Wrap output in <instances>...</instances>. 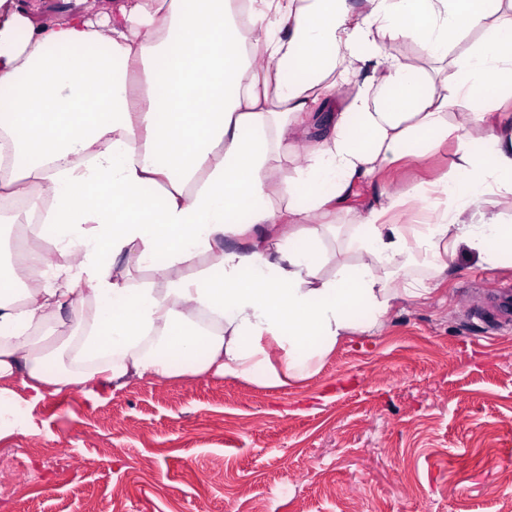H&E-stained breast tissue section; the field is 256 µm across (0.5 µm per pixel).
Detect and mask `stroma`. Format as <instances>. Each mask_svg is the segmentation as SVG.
Segmentation results:
<instances>
[{
	"label": "stroma",
	"mask_w": 512,
	"mask_h": 512,
	"mask_svg": "<svg viewBox=\"0 0 512 512\" xmlns=\"http://www.w3.org/2000/svg\"><path fill=\"white\" fill-rule=\"evenodd\" d=\"M453 148L356 188L329 245L380 188L450 172ZM429 300L337 345L288 389L213 374L44 389L0 379L36 425L0 437V512H512V330L486 313L512 269L465 254Z\"/></svg>",
	"instance_id": "obj_1"
}]
</instances>
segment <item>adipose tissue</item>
<instances>
[{
    "label": "adipose tissue",
    "instance_id": "adipose-tissue-1",
    "mask_svg": "<svg viewBox=\"0 0 512 512\" xmlns=\"http://www.w3.org/2000/svg\"><path fill=\"white\" fill-rule=\"evenodd\" d=\"M68 3L49 25L40 0H0V199L27 209L0 223L56 227L0 273V378L286 388L429 299L460 249L512 262V225L488 208L512 197V0H116L95 18ZM406 39L436 68L389 52ZM153 56L145 92L133 77ZM451 138L452 174L380 192L347 241L357 263L338 261L326 240L354 188ZM89 299L104 313L61 367L37 332Z\"/></svg>",
    "mask_w": 512,
    "mask_h": 512
}]
</instances>
